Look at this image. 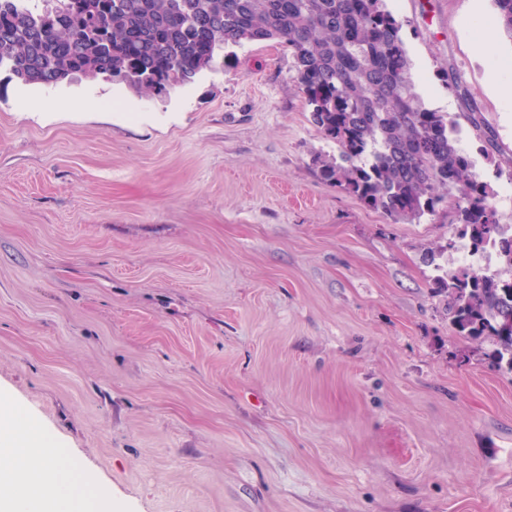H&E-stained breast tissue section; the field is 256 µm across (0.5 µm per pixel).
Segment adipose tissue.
Returning a JSON list of instances; mask_svg holds the SVG:
<instances>
[{"instance_id":"1","label":"adipose tissue","mask_w":512,"mask_h":512,"mask_svg":"<svg viewBox=\"0 0 512 512\" xmlns=\"http://www.w3.org/2000/svg\"><path fill=\"white\" fill-rule=\"evenodd\" d=\"M0 397V512H111L83 475L68 473L66 451L38 426L18 422Z\"/></svg>"}]
</instances>
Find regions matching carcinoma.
I'll use <instances>...</instances> for the list:
<instances>
[{"mask_svg": "<svg viewBox=\"0 0 512 512\" xmlns=\"http://www.w3.org/2000/svg\"><path fill=\"white\" fill-rule=\"evenodd\" d=\"M80 0H0V70L26 86L70 80L83 64L94 78L167 95L212 71L224 50L244 42L288 48L294 79L338 156L320 161L322 179L395 223L437 214L448 200L455 237L430 261L465 242L490 247L496 269L462 266L437 280L457 332L490 340L498 368L512 372V226L500 224L493 186L478 179L458 148L465 119L488 160L493 136L456 72L448 90L468 106L451 116L425 106L414 90L402 36L407 21L386 0H100L88 17ZM512 36V0H492ZM70 25L59 29L54 12Z\"/></svg>", "mask_w": 512, "mask_h": 512, "instance_id": "cac0c4a2", "label": "carcinoma"}]
</instances>
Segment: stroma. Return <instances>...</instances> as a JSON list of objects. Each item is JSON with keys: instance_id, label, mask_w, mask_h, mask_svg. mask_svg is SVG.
I'll list each match as a JSON object with an SVG mask.
<instances>
[{"instance_id": "35a3bbf8", "label": "stroma", "mask_w": 512, "mask_h": 512, "mask_svg": "<svg viewBox=\"0 0 512 512\" xmlns=\"http://www.w3.org/2000/svg\"><path fill=\"white\" fill-rule=\"evenodd\" d=\"M386 3L426 106L459 71L512 158L491 0ZM335 154L275 41L166 98L0 73V394L116 512H512V373L434 291L459 253L425 258L448 208L392 223Z\"/></svg>"}]
</instances>
